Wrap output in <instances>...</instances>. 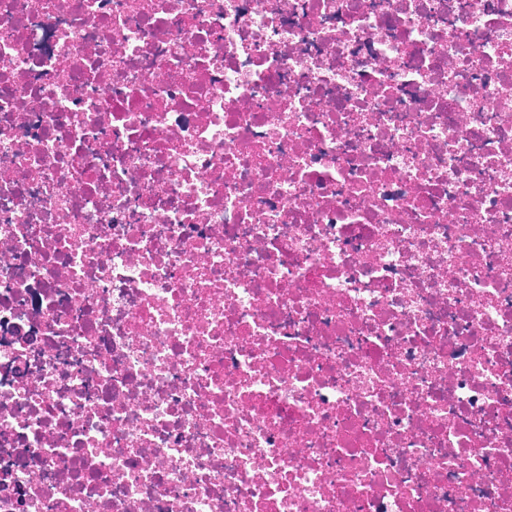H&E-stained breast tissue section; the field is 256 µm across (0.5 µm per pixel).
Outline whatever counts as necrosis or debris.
<instances>
[{"instance_id":"1","label":"necrosis or debris","mask_w":512,"mask_h":512,"mask_svg":"<svg viewBox=\"0 0 512 512\" xmlns=\"http://www.w3.org/2000/svg\"><path fill=\"white\" fill-rule=\"evenodd\" d=\"M0 512H512V0H0Z\"/></svg>"}]
</instances>
